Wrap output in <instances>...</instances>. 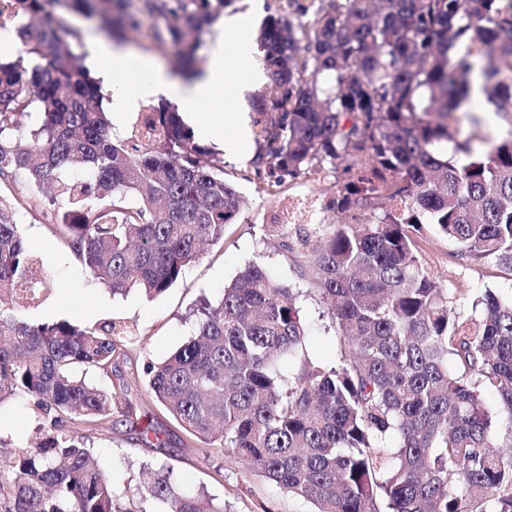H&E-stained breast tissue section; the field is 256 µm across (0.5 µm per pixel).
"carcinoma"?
<instances>
[{"label":"carcinoma","mask_w":512,"mask_h":512,"mask_svg":"<svg viewBox=\"0 0 512 512\" xmlns=\"http://www.w3.org/2000/svg\"><path fill=\"white\" fill-rule=\"evenodd\" d=\"M229 2L0 6V28L23 37L16 59H0V181L18 184L0 192V298L40 265L20 206L114 295L164 293L203 243L224 238L242 208L224 161L169 108L112 138L69 17L117 40L148 27L190 79L200 36ZM258 41L277 90L252 101L253 166L279 185L345 159L360 175L338 186L336 209L382 211L361 229L336 225L301 260L341 357L311 359L298 293L253 262L194 313L191 339L144 368L147 395L203 454L229 451L313 512H512V298L486 288L479 315H461L412 232L424 215L460 259L512 269V131L475 146L449 123L486 102L512 118V0H287ZM271 232L289 253L308 242L299 227ZM129 333L112 321L31 324L0 306V404L31 399L50 431L11 449L0 512H224L167 471L145 468L134 493L120 492L93 460L87 442L112 425L117 393L86 372L116 371Z\"/></svg>","instance_id":"obj_1"}]
</instances>
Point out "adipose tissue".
<instances>
[{
    "instance_id": "1",
    "label": "adipose tissue",
    "mask_w": 512,
    "mask_h": 512,
    "mask_svg": "<svg viewBox=\"0 0 512 512\" xmlns=\"http://www.w3.org/2000/svg\"><path fill=\"white\" fill-rule=\"evenodd\" d=\"M246 26L247 20L241 15L225 18L224 42L210 45L204 77L188 85L172 79L154 58L104 39L94 42L88 60L102 83L112 89L108 107L113 114L137 111L147 101L163 97L180 105L197 136L221 141L226 151L235 154L248 138L244 121H237L234 132L228 134L223 117L201 119L199 108L219 95L240 93L238 65L252 64L253 80H262L263 70L257 60L264 52L245 35Z\"/></svg>"
}]
</instances>
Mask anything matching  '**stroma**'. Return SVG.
<instances>
[{
    "instance_id": "1",
    "label": "stroma",
    "mask_w": 512,
    "mask_h": 512,
    "mask_svg": "<svg viewBox=\"0 0 512 512\" xmlns=\"http://www.w3.org/2000/svg\"><path fill=\"white\" fill-rule=\"evenodd\" d=\"M254 152L255 144L250 141L238 156H225L224 179L235 186L244 205L236 221L226 225L223 240L206 246L176 283L153 298L135 292L112 295L87 275L75 256L51 234L49 225L18 211L21 235L53 277L52 288L45 290L39 304L23 310L22 316L35 324L67 320L92 326L113 319L129 325L128 356L119 363L128 385L125 399L132 405L134 418L156 428L163 444L158 447L146 442L138 430L121 422L94 434L98 463L117 486L127 485L141 469L168 467L182 488L224 503L227 512H310V503L244 468L231 453L217 451L203 457L198 444L182 433L161 406L149 401L143 382L145 364L164 360L188 340L192 309L201 302L219 300L225 284L254 261L262 263L279 283L301 289L299 307L310 327V357L325 366L334 365L340 357L325 304L310 292L292 254L269 237L268 227L281 223L283 201L290 197L305 199L308 206L328 217V224L318 226L310 223L306 214L297 215L296 224L311 235L328 233L340 222L362 226L371 223L372 217L366 212L330 209L336 186L344 177V162L323 163L277 186L266 175L256 173L250 163ZM415 236L422 266L447 290L461 313L472 314V301L485 288L497 289L506 298L512 296V270L492 261L470 264L461 260L457 243L438 234L434 225H417ZM46 436L41 412L33 402L18 398L0 406V442L5 447L34 446Z\"/></svg>"
}]
</instances>
